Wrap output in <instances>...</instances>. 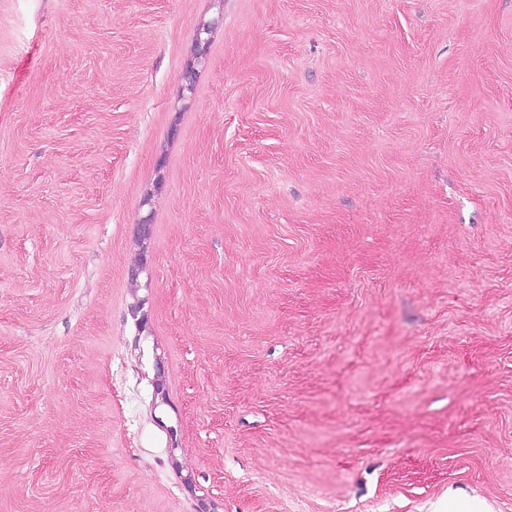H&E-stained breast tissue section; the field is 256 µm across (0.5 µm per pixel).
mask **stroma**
I'll list each match as a JSON object with an SVG mask.
<instances>
[{
	"label": "stroma",
	"instance_id": "stroma-1",
	"mask_svg": "<svg viewBox=\"0 0 512 512\" xmlns=\"http://www.w3.org/2000/svg\"><path fill=\"white\" fill-rule=\"evenodd\" d=\"M452 496L512 512V0H0V512Z\"/></svg>",
	"mask_w": 512,
	"mask_h": 512
}]
</instances>
